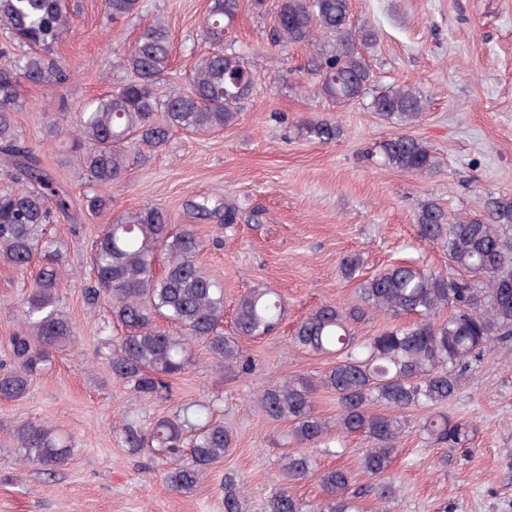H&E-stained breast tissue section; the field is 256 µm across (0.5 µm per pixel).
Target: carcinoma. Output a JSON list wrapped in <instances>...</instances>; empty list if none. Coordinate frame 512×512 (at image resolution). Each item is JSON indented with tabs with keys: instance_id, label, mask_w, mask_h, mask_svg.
Listing matches in <instances>:
<instances>
[{
	"instance_id": "carcinoma-1",
	"label": "carcinoma",
	"mask_w": 512,
	"mask_h": 512,
	"mask_svg": "<svg viewBox=\"0 0 512 512\" xmlns=\"http://www.w3.org/2000/svg\"><path fill=\"white\" fill-rule=\"evenodd\" d=\"M106 5L114 20L141 9L140 0H106ZM240 7V0H210L203 33L213 49L192 64L188 88L164 100L156 92L173 53L168 26L158 17L142 28L121 59L128 79L80 112L72 131L74 161L86 183L97 189L86 197L89 212H108V191L120 187L127 172L145 163L173 133L217 132L237 121L254 87L232 36ZM71 8V0H0V30L23 49L0 66V156L12 167L11 185L0 190V264L25 272L39 259L33 286L22 300V331L12 337L9 362L0 365V399L5 400L23 397L52 366L53 352L76 339L75 326L58 306L63 256L47 234L61 219L75 221L71 196L41 167L14 119L20 82L61 86L69 80L56 47L70 28ZM271 21L273 43L316 47L320 89L331 102L346 103L367 92L372 75L358 45L375 36L353 30L349 0H278ZM427 105V96L402 85L385 89L371 102L373 111L400 126L418 121ZM300 132L329 143L342 135V128L311 119L300 125ZM379 156L401 172L428 175L438 166L428 146L404 133L382 142ZM189 206L195 218L226 228L238 220L235 208L222 197L199 196ZM416 224L421 237L446 244L449 265L458 276L400 263L363 279L359 306L323 304L293 329V345L334 354L336 364L317 382L289 377L258 395L261 410L288 422L289 437L298 445L317 447L333 428L343 437L368 440L371 447L361 468L372 483L353 490L348 472L325 470L318 474L322 503L308 505L284 487L268 500L267 512H360L355 499L365 495L384 505L394 500L397 489L385 473L403 434L406 411L423 412L422 427L437 440L459 441V425L429 409L458 393L460 372L480 359L487 344L512 338V196L491 194L484 214L453 224L430 202L418 210ZM203 247L193 226L176 230L168 213L153 206L104 225L93 244L84 296L92 306L102 297L111 301L112 323L121 335L104 339L109 365L115 378L143 400L166 397L168 379L185 370L194 342L205 344L216 367L251 374L254 361L238 338L267 336L282 322L279 296L253 288L237 299L232 334L224 335V287L197 263ZM160 253L165 265L158 273L154 264ZM446 309L448 318H440ZM369 313L415 315L418 320L360 341L353 325ZM161 320L172 328L162 327ZM319 387L336 394L340 412L333 421L314 411ZM375 405L391 413H377ZM117 431L132 452L151 448L170 459L165 483L175 493L197 487L233 445L232 433L203 405H185L146 432L126 421ZM16 440L25 464L57 467L71 454L70 441L47 425L24 424ZM282 470L290 482L315 474L312 459L303 452L286 456ZM244 498L235 478L225 476L224 512H244Z\"/></svg>"
}]
</instances>
